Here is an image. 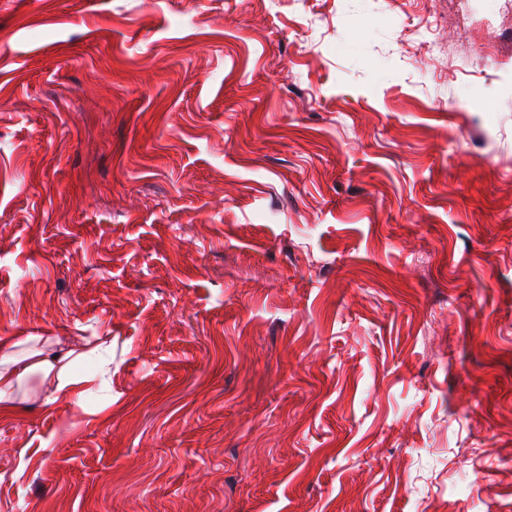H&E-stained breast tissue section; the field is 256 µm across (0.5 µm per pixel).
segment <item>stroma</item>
Returning <instances> with one entry per match:
<instances>
[{
    "label": "stroma",
    "instance_id": "stroma-1",
    "mask_svg": "<svg viewBox=\"0 0 512 512\" xmlns=\"http://www.w3.org/2000/svg\"><path fill=\"white\" fill-rule=\"evenodd\" d=\"M0 512H512V0H0ZM47 342L53 346L49 338L43 336L26 337L25 343H32L25 352L18 353L16 347L21 343L7 344L0 341V410L10 413L15 410L17 398L14 396L15 388L22 381L34 373H42L46 378L51 374L55 376L56 383L53 395L70 391L76 399L83 394L77 386L81 379L75 377L69 369L67 361L75 354L72 349H55L48 351L37 347V344Z\"/></svg>",
    "mask_w": 512,
    "mask_h": 512
}]
</instances>
